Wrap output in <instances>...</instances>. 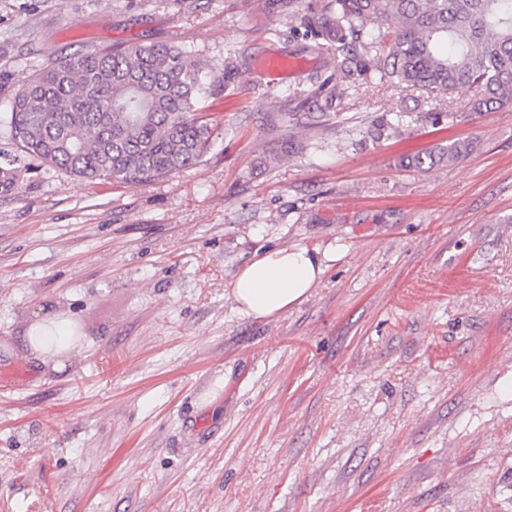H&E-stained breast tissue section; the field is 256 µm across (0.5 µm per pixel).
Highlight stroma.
<instances>
[{
  "instance_id": "35a3bbf8",
  "label": "stroma",
  "mask_w": 512,
  "mask_h": 512,
  "mask_svg": "<svg viewBox=\"0 0 512 512\" xmlns=\"http://www.w3.org/2000/svg\"><path fill=\"white\" fill-rule=\"evenodd\" d=\"M325 2L0 0V114L49 58L159 42L218 118L152 184L28 160L0 196V372L29 370L0 387V512H512V107L341 84L303 36ZM295 244L332 255L306 299L240 312V268ZM56 314L74 345L33 371ZM471 147V144L468 142L466 143L454 141L448 144L447 148H440L437 153L426 152L409 156L407 157L405 164L409 168H414L421 171L426 170L424 167L426 163L430 168L431 166L442 163L444 161L453 162L471 151Z\"/></svg>"
}]
</instances>
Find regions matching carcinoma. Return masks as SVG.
Masks as SVG:
<instances>
[{
	"mask_svg": "<svg viewBox=\"0 0 512 512\" xmlns=\"http://www.w3.org/2000/svg\"><path fill=\"white\" fill-rule=\"evenodd\" d=\"M304 24L339 80L379 79L434 99L477 88V112L512 106V0H328ZM207 76L172 44L128 43L55 57L14 90L17 150L86 180L147 185L197 166L213 145ZM471 151L454 141L407 157L424 170ZM0 194L18 189L0 152Z\"/></svg>",
	"mask_w": 512,
	"mask_h": 512,
	"instance_id": "carcinoma-1",
	"label": "carcinoma"
}]
</instances>
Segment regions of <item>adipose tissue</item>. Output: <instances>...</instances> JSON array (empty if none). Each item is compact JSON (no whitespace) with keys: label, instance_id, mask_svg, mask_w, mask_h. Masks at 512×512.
Returning a JSON list of instances; mask_svg holds the SVG:
<instances>
[{"label":"adipose tissue","instance_id":"1","mask_svg":"<svg viewBox=\"0 0 512 512\" xmlns=\"http://www.w3.org/2000/svg\"><path fill=\"white\" fill-rule=\"evenodd\" d=\"M324 271L317 251L308 247L272 249L240 269L231 294L245 314L269 317L300 303Z\"/></svg>","mask_w":512,"mask_h":512}]
</instances>
